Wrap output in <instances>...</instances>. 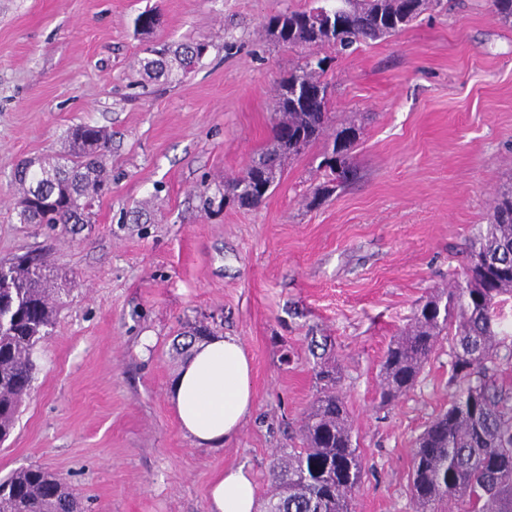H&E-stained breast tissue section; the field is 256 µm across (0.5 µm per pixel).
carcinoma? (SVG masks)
I'll use <instances>...</instances> for the list:
<instances>
[{"label":"carcinoma","instance_id":"cac0c4a2","mask_svg":"<svg viewBox=\"0 0 512 512\" xmlns=\"http://www.w3.org/2000/svg\"><path fill=\"white\" fill-rule=\"evenodd\" d=\"M431 0H345L268 19L277 42L291 47H329L350 53L360 44L405 29ZM492 13L512 23V0H490ZM316 10L336 12L328 27L310 21ZM152 11L136 19L139 31L158 28ZM205 43L145 49L140 69L152 78L185 76L205 56ZM326 58L310 54L277 85L272 138L242 175L224 180V193L241 207L259 206L279 180L286 160L330 140L318 168L326 180L313 200L336 191L334 167L353 170L355 124L334 126L328 111L330 84ZM63 153L38 165L24 160L14 171L15 213L21 224H89L92 208L112 181L105 166L111 135L89 124L69 128ZM41 253L0 262V443L15 426L35 380L34 353L54 327L60 289ZM512 298V184L498 190L487 223L469 243L462 279L438 289L421 303L411 322L389 343L380 365V403L391 406L418 383L440 340L451 342L448 407L439 411L416 439L409 493L415 512H512V390L500 382L512 363V344L495 312ZM339 370L319 366L320 389L299 427L300 447L282 452L271 469V490L263 512H353L364 467L348 409L338 391ZM0 512H83L65 480L40 466L0 478Z\"/></svg>","mask_w":512,"mask_h":512}]
</instances>
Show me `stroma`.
Returning <instances> with one entry per match:
<instances>
[{"label": "stroma", "instance_id": "1", "mask_svg": "<svg viewBox=\"0 0 512 512\" xmlns=\"http://www.w3.org/2000/svg\"><path fill=\"white\" fill-rule=\"evenodd\" d=\"M313 0H0V260L45 248L68 289L0 476L39 465L86 512H207L210 483L247 470L266 496L316 394L314 348L335 356L365 474L355 512H414L425 425L447 407L449 346L380 407V361L435 289L462 277L470 239L512 177V25L490 0H440L400 33L331 58L337 120L358 129V176L322 202V145L285 164L257 208L218 200L270 136L276 83L304 49L268 17ZM152 10L153 35L135 20ZM204 42L179 80L149 79L148 45ZM107 129L111 188L89 224L18 223L13 172ZM239 338L254 409L219 448L179 428L167 391L196 322Z\"/></svg>", "mask_w": 512, "mask_h": 512}]
</instances>
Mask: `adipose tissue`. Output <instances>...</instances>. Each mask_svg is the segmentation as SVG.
<instances>
[{"instance_id":"ef3b65f1","label":"adipose tissue","mask_w":512,"mask_h":512,"mask_svg":"<svg viewBox=\"0 0 512 512\" xmlns=\"http://www.w3.org/2000/svg\"><path fill=\"white\" fill-rule=\"evenodd\" d=\"M251 378V363L237 337L199 341L168 388L184 434L199 446H223L253 408ZM257 506L255 483L243 469L220 473L210 487L208 512H256Z\"/></svg>"}]
</instances>
